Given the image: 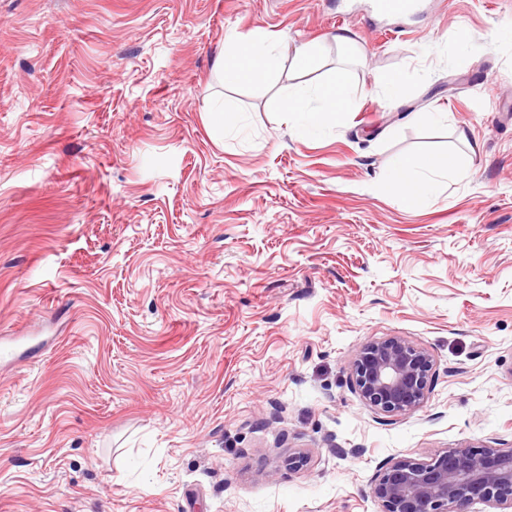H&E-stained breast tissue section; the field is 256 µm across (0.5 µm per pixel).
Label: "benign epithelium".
Instances as JSON below:
<instances>
[{
	"label": "benign epithelium",
	"instance_id": "1",
	"mask_svg": "<svg viewBox=\"0 0 512 512\" xmlns=\"http://www.w3.org/2000/svg\"><path fill=\"white\" fill-rule=\"evenodd\" d=\"M435 361L403 336L370 340L351 362V383L363 403L390 417L419 410L427 399ZM371 493L381 512H512V448H447L428 461L393 458L375 474Z\"/></svg>",
	"mask_w": 512,
	"mask_h": 512
}]
</instances>
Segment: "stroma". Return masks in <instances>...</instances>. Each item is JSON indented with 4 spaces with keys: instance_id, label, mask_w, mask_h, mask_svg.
I'll use <instances>...</instances> for the list:
<instances>
[{
    "instance_id": "35a3bbf8",
    "label": "stroma",
    "mask_w": 512,
    "mask_h": 512,
    "mask_svg": "<svg viewBox=\"0 0 512 512\" xmlns=\"http://www.w3.org/2000/svg\"><path fill=\"white\" fill-rule=\"evenodd\" d=\"M342 2L0 0V512H380L387 460L512 440V0ZM232 31L277 72L226 83ZM342 63V123L296 137L286 87ZM426 148L469 174L411 208ZM386 336L435 360L406 417L351 387Z\"/></svg>"
}]
</instances>
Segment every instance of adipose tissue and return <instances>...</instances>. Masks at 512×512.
I'll return each instance as SVG.
<instances>
[{
  "label": "adipose tissue",
  "instance_id": "1",
  "mask_svg": "<svg viewBox=\"0 0 512 512\" xmlns=\"http://www.w3.org/2000/svg\"><path fill=\"white\" fill-rule=\"evenodd\" d=\"M278 50L274 44L244 39L237 33L225 37V54L218 61L224 79L228 82L261 79L278 65ZM353 88L345 70H336L329 85L312 89H288L282 110L294 117L299 135L340 123L343 101L349 100ZM467 173L463 161L442 154L428 152L416 159L395 161L390 175L391 189L400 195L404 204L418 207L427 202L441 181L460 178Z\"/></svg>",
  "mask_w": 512,
  "mask_h": 512
}]
</instances>
